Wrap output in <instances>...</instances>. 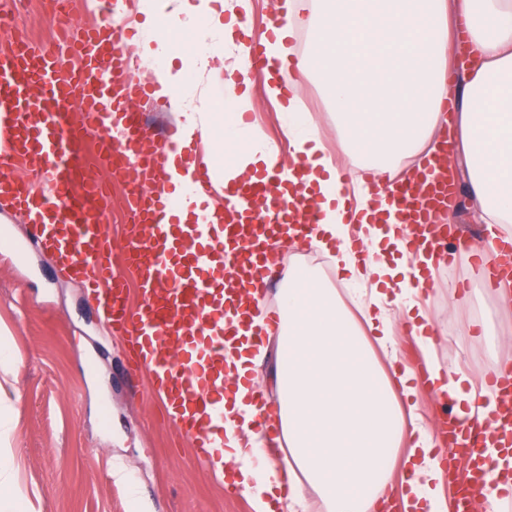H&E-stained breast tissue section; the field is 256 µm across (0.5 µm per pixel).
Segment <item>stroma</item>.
I'll return each mask as SVG.
<instances>
[{
  "mask_svg": "<svg viewBox=\"0 0 512 512\" xmlns=\"http://www.w3.org/2000/svg\"><path fill=\"white\" fill-rule=\"evenodd\" d=\"M55 32L42 0H29L23 20L0 25V46L22 36L48 44ZM246 91L254 128L290 158L281 108L265 78ZM297 106L310 115L328 151L338 153L336 107L320 81L299 90ZM428 312L441 364L459 362L484 376L496 368L497 356L512 354V345L502 342L495 351L488 337L467 331L479 318L491 335L512 333V309H502L473 279L468 258L456 270L440 268ZM1 324L11 329L23 358L8 395L14 465L36 512H253L248 498L225 496L223 485L196 464L189 441L164 419L160 401L130 387L125 342L97 321L79 280L55 273L49 252L32 247L21 259L0 252ZM116 464L130 483L112 477Z\"/></svg>",
  "mask_w": 512,
  "mask_h": 512,
  "instance_id": "35a3bbf8",
  "label": "stroma"
}]
</instances>
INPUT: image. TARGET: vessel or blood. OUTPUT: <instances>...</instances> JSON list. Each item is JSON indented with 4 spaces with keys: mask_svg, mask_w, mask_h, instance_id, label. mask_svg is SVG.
<instances>
[{
    "mask_svg": "<svg viewBox=\"0 0 512 512\" xmlns=\"http://www.w3.org/2000/svg\"><path fill=\"white\" fill-rule=\"evenodd\" d=\"M125 0H111L105 18L79 28L69 66L48 47L22 42L0 48V203L29 224L32 237L51 251L58 267L79 278L98 306V315L132 353L130 380L146 376L168 422L186 437L201 462L224 428V347L245 319L246 291L272 277L268 254L279 235L312 233L319 222L316 193L287 188L279 166H264L239 188L224 193V221L211 223L206 200L217 184L213 167L198 163L184 199L190 223L176 221L178 208L156 195L155 154L166 140L151 141L133 101L148 97L136 81L123 38ZM446 152L431 157L416 182L396 184L388 208L371 215L382 224L402 222L412 257L434 253L456 263L461 255L483 261L499 255V277L512 276V244L450 246L446 210L455 182ZM27 179L15 176V168ZM132 168L137 186L124 202L129 215L125 249L113 252L103 217L111 204L107 182L97 174ZM134 276L141 301L128 305L127 276ZM499 406L463 421L443 403L440 433L450 453L449 512H471L474 500L512 473V369L488 378Z\"/></svg>",
    "mask_w": 512,
    "mask_h": 512,
    "instance_id": "b4317fda",
    "label": "vessel or blood"
}]
</instances>
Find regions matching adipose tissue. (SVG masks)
<instances>
[{
    "label": "adipose tissue",
    "mask_w": 512,
    "mask_h": 512,
    "mask_svg": "<svg viewBox=\"0 0 512 512\" xmlns=\"http://www.w3.org/2000/svg\"><path fill=\"white\" fill-rule=\"evenodd\" d=\"M304 79L320 77L336 104L345 145L335 161L295 102L284 105L294 155L309 165L320 221L310 243L332 250L344 289L318 271L290 269L279 297V320L263 344H240L226 358L236 377L274 357L277 428L269 437L245 390L224 409L234 440L214 455L238 466L253 512H380L396 465L413 470L400 497L402 512H448L435 436L418 402V376L396 348L397 326L410 321L436 396H448L461 420L484 413L496 394L436 359L432 321L419 303L418 276L401 224L352 223L342 210L341 171L366 168L354 188L357 209L385 203L397 164H418L430 145L448 140L449 168L467 177L468 200L493 240L512 242V0H320ZM252 0H138L156 98L166 100L181 137L165 153L164 180L174 195L191 182L185 155L206 145L220 180H242L263 164L282 163L274 143L242 122L250 107L234 74L250 56L233 43L232 24L249 17ZM458 63L464 80L449 95L445 72ZM224 83L228 112L210 108L207 89ZM238 144L232 160L224 145ZM370 248L357 264L352 237Z\"/></svg>",
    "instance_id": "adipose-tissue-1"
}]
</instances>
